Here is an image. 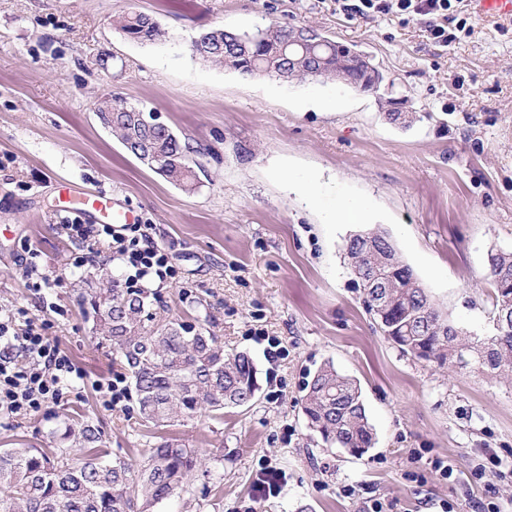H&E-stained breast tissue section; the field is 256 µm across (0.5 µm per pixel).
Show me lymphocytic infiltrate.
<instances>
[{"mask_svg":"<svg viewBox=\"0 0 512 512\" xmlns=\"http://www.w3.org/2000/svg\"><path fill=\"white\" fill-rule=\"evenodd\" d=\"M344 12L362 18L400 15L422 21L430 40L449 47L459 35H470L472 27L464 0H336ZM66 231L76 251L70 257L76 269L94 267V252L84 244L92 238L107 239L119 260L132 274L125 285L138 287L141 280L174 278L176 268L169 255L158 246L146 225L130 224L114 228L104 224H70ZM12 312H0V417L36 412L62 400L65 389L88 381L84 370L59 346L57 323L49 317L30 319L24 332L13 327Z\"/></svg>","mask_w":512,"mask_h":512,"instance_id":"f902f5d3","label":"lymphocytic infiltrate"}]
</instances>
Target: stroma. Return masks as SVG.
I'll list each match as a JSON object with an SVG mask.
<instances>
[{
  "instance_id": "stroma-1",
  "label": "stroma",
  "mask_w": 512,
  "mask_h": 512,
  "mask_svg": "<svg viewBox=\"0 0 512 512\" xmlns=\"http://www.w3.org/2000/svg\"><path fill=\"white\" fill-rule=\"evenodd\" d=\"M142 12L161 35L141 44L112 25ZM474 32L434 46L417 20L360 18L335 0H0V308H43L23 274L26 249L64 280L60 346L91 382L60 403L0 419V448L68 454L72 425L105 434L100 454L140 463L165 436L198 452L188 487L154 512H241L261 460L286 473L257 512H432L476 501L512 512V384L474 368L438 369L403 355L367 312L345 257L354 228L330 214L369 204L448 317L487 335L493 304L487 254L512 251V21L472 13ZM307 25L370 55L379 94L320 79L244 77L194 57L214 26L253 32ZM155 113L195 149L203 169L191 193L129 154L99 123L104 96ZM416 115L388 122L381 98ZM102 190L133 210L172 256L175 278L143 280L170 315L209 320L225 349L248 353L259 390L251 406L201 412L158 431L134 410L107 409L92 383L117 371L78 304L86 272L53 212L56 186ZM288 354L269 362L255 330ZM358 382L376 442L363 456L329 448L301 412L323 363ZM284 395L271 401L269 379ZM452 459L443 478L431 457ZM485 464L482 478L472 475Z\"/></svg>"
}]
</instances>
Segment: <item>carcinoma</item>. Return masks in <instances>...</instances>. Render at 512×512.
I'll return each mask as SVG.
<instances>
[{"instance_id":"1","label":"carcinoma","mask_w":512,"mask_h":512,"mask_svg":"<svg viewBox=\"0 0 512 512\" xmlns=\"http://www.w3.org/2000/svg\"><path fill=\"white\" fill-rule=\"evenodd\" d=\"M128 38L157 39V21L131 13L115 21ZM305 28L268 26L235 33L212 28L196 37L200 59L244 76L274 75L284 80L320 78L376 93L384 79L367 54L317 34L320 42L302 53L288 50V39ZM407 100L389 98L387 120L410 125ZM111 115L110 132L131 155L147 144L162 160L158 173L191 193L201 164L190 158L191 145L171 129L134 126L138 107L112 98L98 101ZM345 258L363 290L364 304L383 335L400 352L439 368L473 366L512 381V251L488 253L494 306L492 332L471 336L440 312L412 268L404 264L381 231H362L346 244ZM95 331L109 342L112 356L128 372L140 419L165 427L203 408L221 411L249 405L258 390L256 368L244 352L226 353L206 321L193 323L162 315L157 295L146 288H89L79 295ZM308 428L328 446L363 455L375 444L357 382L333 364L320 367L307 384L301 403ZM66 438L76 448H99V428L83 422ZM198 457L176 439L154 443L142 464L115 459L56 460L36 448L0 449V512H152L183 490Z\"/></svg>"}]
</instances>
